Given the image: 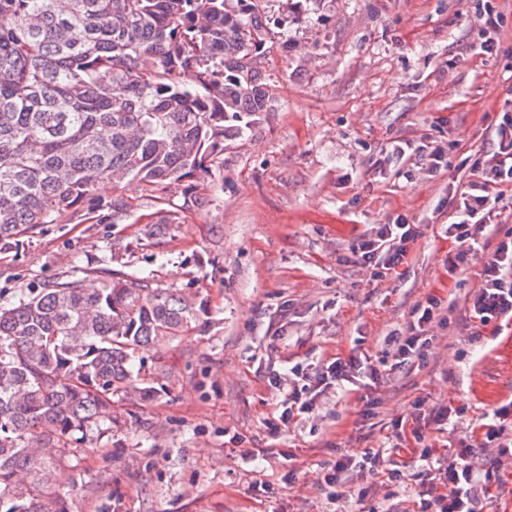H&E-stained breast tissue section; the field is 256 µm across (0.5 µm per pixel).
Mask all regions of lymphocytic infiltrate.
<instances>
[{
	"label": "lymphocytic infiltrate",
	"mask_w": 512,
	"mask_h": 512,
	"mask_svg": "<svg viewBox=\"0 0 512 512\" xmlns=\"http://www.w3.org/2000/svg\"><path fill=\"white\" fill-rule=\"evenodd\" d=\"M494 133L492 165L479 161L471 165L463 189L452 192L448 199L457 220L444 229L445 237L457 244L448 258L449 274L473 263L478 266L469 319L483 326L498 321L512 323V229H502L499 210L505 189H512L511 113L502 114ZM418 237L417 225L409 223L404 215L389 217L385 224L364 236L356 249V260L381 274H390L407 262ZM437 307V298H427L416 306L407 329L389 337L395 367L421 357L427 343L424 328L434 320ZM359 375L375 383L382 378L380 368L371 359L357 354L334 358L311 375L295 368L292 379L285 383L271 378L270 386L286 390L279 426L288 427L312 414L325 390ZM433 456L430 448L422 449L418 455L425 467L420 472L424 491L417 512H481L480 503H495L499 465L503 458L512 456V404L493 409L480 444H471L464 437L449 451L444 464H434ZM325 470L324 482L331 489V500L354 507L365 501L367 493L351 491L347 473H357L359 478L370 481L384 476L391 482L402 475L394 460L380 450L340 455Z\"/></svg>",
	"instance_id": "obj_1"
}]
</instances>
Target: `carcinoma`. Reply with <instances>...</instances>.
<instances>
[{
	"label": "carcinoma",
	"instance_id": "cac0c4a2",
	"mask_svg": "<svg viewBox=\"0 0 512 512\" xmlns=\"http://www.w3.org/2000/svg\"><path fill=\"white\" fill-rule=\"evenodd\" d=\"M0 0V252L97 201L104 181L156 192L209 168L276 95L257 64L259 0ZM0 303V509L67 512L56 448L92 441L116 397L165 386L145 354L206 327L207 301L109 267Z\"/></svg>",
	"mask_w": 512,
	"mask_h": 512
}]
</instances>
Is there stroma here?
Segmentation results:
<instances>
[{
  "label": "stroma",
  "mask_w": 512,
  "mask_h": 512,
  "mask_svg": "<svg viewBox=\"0 0 512 512\" xmlns=\"http://www.w3.org/2000/svg\"><path fill=\"white\" fill-rule=\"evenodd\" d=\"M495 3L506 50L488 57L478 0H308L301 15L289 0H261L274 111L196 181L153 195L97 188L131 210L116 220L106 207L73 209L0 255L5 301L77 266L97 284L109 265L210 309L204 332L147 358L166 395L137 409L114 401L118 430L57 450L69 474L51 488L69 512H343L323 482L340 453L391 443L393 423L420 407H463L454 429H424L439 449L512 401V325L495 336L470 321L474 272L449 277L454 245L442 232L448 193L468 175L460 161L490 162L493 128L512 111V0ZM432 146L447 167L431 170ZM397 214L420 236L396 273L373 277L353 250ZM164 218L166 233L153 235ZM431 295L441 306L424 355L385 377L372 416L360 392L338 386L271 436L282 395L270 377L355 352L384 360L386 337Z\"/></svg>",
  "instance_id": "35a3bbf8"
}]
</instances>
